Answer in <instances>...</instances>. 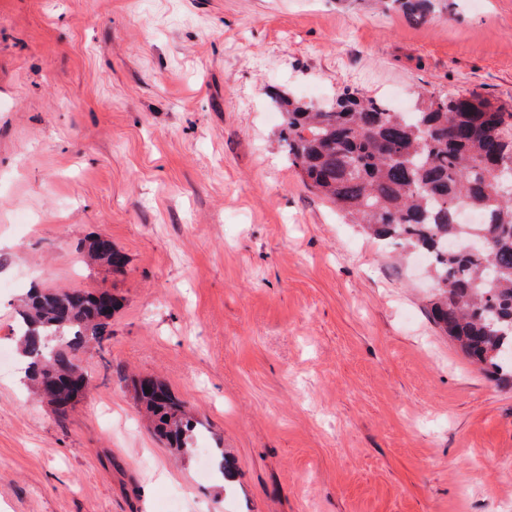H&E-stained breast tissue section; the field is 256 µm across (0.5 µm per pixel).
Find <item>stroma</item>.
<instances>
[{
    "instance_id": "35a3bbf8",
    "label": "stroma",
    "mask_w": 512,
    "mask_h": 512,
    "mask_svg": "<svg viewBox=\"0 0 512 512\" xmlns=\"http://www.w3.org/2000/svg\"><path fill=\"white\" fill-rule=\"evenodd\" d=\"M346 90L511 107L512 0H0V512H512V390L279 140L274 92ZM33 286L121 302L63 414L11 334ZM143 376L198 423L183 459ZM447 0H379L385 8L399 10L415 21H424L437 9L445 7ZM105 264L114 272H123L127 266L126 255L112 244V240L105 236H97L88 247V255Z\"/></svg>"
}]
</instances>
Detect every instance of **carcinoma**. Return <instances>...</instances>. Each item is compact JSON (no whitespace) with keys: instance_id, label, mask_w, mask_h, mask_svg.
<instances>
[{"instance_id":"cac0c4a2","label":"carcinoma","mask_w":512,"mask_h":512,"mask_svg":"<svg viewBox=\"0 0 512 512\" xmlns=\"http://www.w3.org/2000/svg\"><path fill=\"white\" fill-rule=\"evenodd\" d=\"M415 21L446 0H379ZM288 160L307 184L374 239L430 257V313L498 384L512 385V111L476 93L424 96L412 112L342 92L315 107L273 94ZM88 253L114 272L126 255L105 236ZM119 300L108 291L30 289L20 305L25 378L56 410L90 389L79 353L112 336ZM139 402L171 447L185 454L195 426L153 377Z\"/></svg>"}]
</instances>
